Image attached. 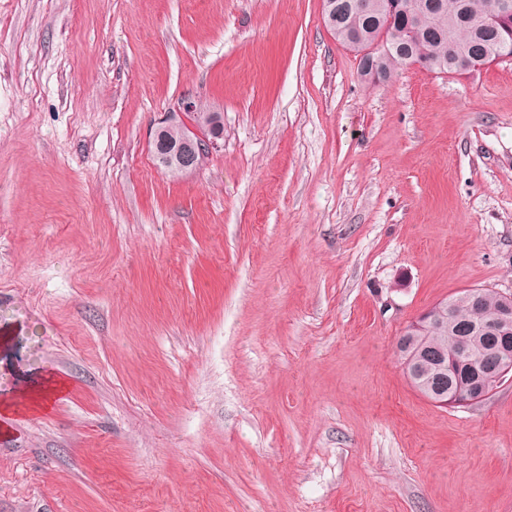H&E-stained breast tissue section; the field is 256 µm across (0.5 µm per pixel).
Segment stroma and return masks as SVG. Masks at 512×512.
I'll list each match as a JSON object with an SVG mask.
<instances>
[{
	"label": "stroma",
	"instance_id": "35a3bbf8",
	"mask_svg": "<svg viewBox=\"0 0 512 512\" xmlns=\"http://www.w3.org/2000/svg\"><path fill=\"white\" fill-rule=\"evenodd\" d=\"M321 11L0 0V512H512V378L441 408L395 352L512 292V63L375 86ZM198 112V104L196 98L190 94H184L178 101L175 112H170L169 116L155 128L151 136V151L156 160H160L164 166L177 165L182 171L192 172L200 168L202 159L208 157L213 151L219 148L218 140L223 138V134L216 130L208 133H201L194 129L187 119V115H191V120L195 125L206 131L210 128L214 121L215 112ZM215 123L222 124L221 116H215ZM182 124H186L192 131V134H186L179 137L178 129ZM174 137L179 139H171L168 132L173 131ZM165 168V167H164ZM166 169V168H165Z\"/></svg>",
	"mask_w": 512,
	"mask_h": 512
}]
</instances>
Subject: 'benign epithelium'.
I'll list each match as a JSON object with an SVG mask.
<instances>
[{
  "label": "benign epithelium",
  "instance_id": "1",
  "mask_svg": "<svg viewBox=\"0 0 512 512\" xmlns=\"http://www.w3.org/2000/svg\"><path fill=\"white\" fill-rule=\"evenodd\" d=\"M437 0H323L322 24L333 30L342 17L355 14L358 16L378 15L379 35L371 44H366L363 33L355 28L351 30L345 45L359 57V65L363 75L375 83H384L389 78L383 75L380 66L379 52L383 49H394L404 54L403 45L394 39V25L403 26L408 34H413L414 25L420 14L427 8L438 7ZM485 25L497 33L512 30V0H497L485 18ZM449 53L456 74H474L486 65L490 54L474 55L463 45L449 43ZM198 111L196 98L184 94L178 101L177 109L155 128L151 136L153 157L165 166L177 165L185 172H192L201 166L202 159L219 148L218 140L223 134L217 131L192 133L177 139L168 136V132L189 124L187 115ZM501 306L498 314L480 325V332L486 338L497 343L512 339V293L501 294ZM446 311V305L437 303L423 312L417 319L408 324L398 337L397 350L408 351L424 324L439 317ZM475 345L468 336H461L456 346V357L449 362L443 356L434 359L436 369L441 373L453 370L463 364L472 373V381L467 391H462L448 380V385L427 389L417 383L419 378L418 362L408 357L405 362V374L410 383L422 396L440 407H458L485 400L497 389L501 381L512 373V364L503 360V353L496 347H481L479 355H474Z\"/></svg>",
  "mask_w": 512,
  "mask_h": 512
}]
</instances>
